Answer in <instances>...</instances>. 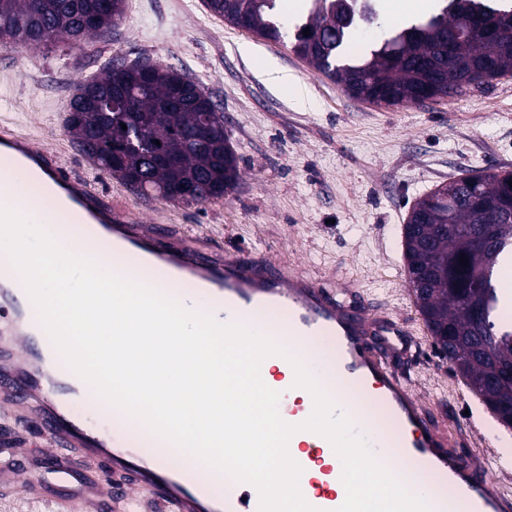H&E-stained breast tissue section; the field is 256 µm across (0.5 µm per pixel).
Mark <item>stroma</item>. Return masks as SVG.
Listing matches in <instances>:
<instances>
[{"mask_svg": "<svg viewBox=\"0 0 512 512\" xmlns=\"http://www.w3.org/2000/svg\"><path fill=\"white\" fill-rule=\"evenodd\" d=\"M150 59L198 83L224 114L239 161L236 189L203 203L142 196L78 154L64 123L74 85L118 60ZM292 81L284 91L282 78ZM91 177L146 223L204 233L294 261L325 282L382 296L409 328L423 327L404 270L412 205L470 170L512 171V77L455 97L383 108L347 95L286 44L265 42L209 11L205 0H124L121 20L85 43L0 46V118ZM418 392L444 409L457 451L504 453L512 428L423 341ZM34 423L0 417V449L20 448L52 481Z\"/></svg>", "mask_w": 512, "mask_h": 512, "instance_id": "obj_1", "label": "stroma"}]
</instances>
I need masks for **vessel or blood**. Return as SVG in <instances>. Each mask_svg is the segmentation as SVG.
Returning <instances> with one entry per match:
<instances>
[{
    "mask_svg": "<svg viewBox=\"0 0 512 512\" xmlns=\"http://www.w3.org/2000/svg\"><path fill=\"white\" fill-rule=\"evenodd\" d=\"M0 154L36 170L52 188L42 222L73 253L93 237L101 258L130 276L144 277L178 300L193 297L197 311L222 323H240L277 338L297 355L351 418L373 455L389 470L419 461L412 485L429 512H457L466 500L471 512H512V492L494 480L487 466L462 459L456 440L436 406L415 391L411 344L405 329L378 300L353 288L324 287L319 279L286 262L248 257L233 249L197 246L170 224H143L137 210L104 200L94 182L52 150L36 147L0 120ZM0 204L24 209L13 174H0ZM56 348L8 260L0 261V394L14 415L31 413L54 448H77L88 467L80 472L83 496H56V512H259V495L248 484L226 480L215 496L208 478L193 465L161 456L166 439L137 433L120 410L92 413L87 383L55 357ZM266 385L284 393L278 405L290 424L313 409L309 391L294 385L290 363L261 367ZM384 406L390 422L373 418L369 402ZM288 451L302 467L299 485L319 512H336L345 499L342 463L324 437L300 431Z\"/></svg>",
    "mask_w": 512,
    "mask_h": 512,
    "instance_id": "b4317fda",
    "label": "vessel or blood"
}]
</instances>
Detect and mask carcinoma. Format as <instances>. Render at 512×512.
I'll list each match as a JSON object with an SVG mask.
<instances>
[{
    "mask_svg": "<svg viewBox=\"0 0 512 512\" xmlns=\"http://www.w3.org/2000/svg\"><path fill=\"white\" fill-rule=\"evenodd\" d=\"M339 0H312L307 22L295 33L294 52L353 98L377 106L415 104L433 85L444 95L474 86L472 75L489 64L494 78L512 75V34L466 38L448 56L435 29H451L466 13L512 21V10L484 0H449L427 21L403 27L377 48L349 51L350 27L334 23ZM248 30L272 43L282 32L278 0H207L211 12L234 25L243 6ZM124 0H0V25L8 45L40 48L58 41L81 42L114 25ZM310 29V35L303 34ZM117 64L103 76L74 87L66 129L81 154L103 172L143 194L172 200L186 186L202 203L230 193L239 180L238 159L224 134V114L196 82L170 66ZM126 128H121V124ZM462 198L449 207L435 191L419 198L407 215L404 237L411 294L434 345L449 352L483 402L512 421V329L495 320L502 306L498 271L512 256V172L466 173ZM497 225V241L479 246L485 227ZM467 258L461 265L460 257Z\"/></svg>",
    "mask_w": 512,
    "mask_h": 512,
    "instance_id": "cac0c4a2",
    "label": "carcinoma"
}]
</instances>
